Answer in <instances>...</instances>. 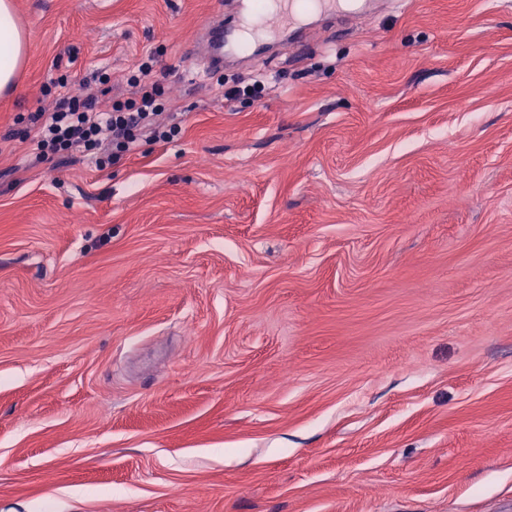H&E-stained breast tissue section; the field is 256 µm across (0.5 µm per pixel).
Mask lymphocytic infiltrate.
Returning a JSON list of instances; mask_svg holds the SVG:
<instances>
[{"instance_id": "f902f5d3", "label": "lymphocytic infiltrate", "mask_w": 512, "mask_h": 512, "mask_svg": "<svg viewBox=\"0 0 512 512\" xmlns=\"http://www.w3.org/2000/svg\"><path fill=\"white\" fill-rule=\"evenodd\" d=\"M157 65L147 56L131 74L129 97L98 102L73 95L63 97L55 111H35L22 116L31 135L32 151L40 159L73 150L94 156L97 166L106 167L130 153L142 135L152 140H173L181 126L166 121L165 89L151 75Z\"/></svg>"}]
</instances>
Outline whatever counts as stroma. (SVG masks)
<instances>
[{
  "label": "stroma",
  "instance_id": "obj_1",
  "mask_svg": "<svg viewBox=\"0 0 512 512\" xmlns=\"http://www.w3.org/2000/svg\"><path fill=\"white\" fill-rule=\"evenodd\" d=\"M14 5L0 512H512V0H375L218 76L224 0ZM156 50L178 137L34 163L44 85L123 98Z\"/></svg>",
  "mask_w": 512,
  "mask_h": 512
}]
</instances>
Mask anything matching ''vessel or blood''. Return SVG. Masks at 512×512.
<instances>
[{
  "mask_svg": "<svg viewBox=\"0 0 512 512\" xmlns=\"http://www.w3.org/2000/svg\"><path fill=\"white\" fill-rule=\"evenodd\" d=\"M238 11L234 26L223 21L205 22L195 65L209 68L223 64L225 56L240 54L246 42H261L272 35L287 42L290 30L300 26L311 13L336 14L340 0H235Z\"/></svg>",
  "mask_w": 512,
  "mask_h": 512,
  "instance_id": "vessel-or-blood-1",
  "label": "vessel or blood"
}]
</instances>
